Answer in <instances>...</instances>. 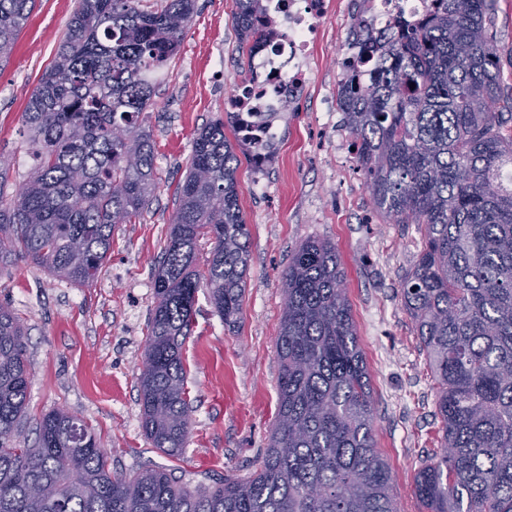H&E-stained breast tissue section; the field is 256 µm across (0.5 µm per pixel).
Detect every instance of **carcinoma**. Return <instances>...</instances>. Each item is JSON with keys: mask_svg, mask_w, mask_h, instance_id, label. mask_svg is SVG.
Segmentation results:
<instances>
[{"mask_svg": "<svg viewBox=\"0 0 512 512\" xmlns=\"http://www.w3.org/2000/svg\"><path fill=\"white\" fill-rule=\"evenodd\" d=\"M35 2L0 0V69ZM261 2L236 0L248 58L271 24ZM494 3L430 0L415 19L380 29L372 0H358L352 43L362 52L342 60L338 87L378 213L417 225L422 238L400 295L442 424L441 452L414 478L424 512H512V135L494 111L503 94ZM195 13L196 0H78L23 114L36 167L11 195L0 156V275L20 259L87 284L116 225L143 216L157 187L145 112ZM228 126L227 114L199 129L154 266L141 426L172 458L192 427L182 353L197 293L207 289L234 328L247 287L250 234ZM204 237L213 247L200 268ZM344 281L330 243L293 253L282 277L276 424L250 476L212 486L158 466L111 470L95 432L63 409L42 417L34 445L15 444L28 401L26 332L1 304L0 512H397Z\"/></svg>", "mask_w": 512, "mask_h": 512, "instance_id": "cac0c4a2", "label": "carcinoma"}]
</instances>
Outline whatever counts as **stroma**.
Listing matches in <instances>:
<instances>
[{
	"instance_id": "35a3bbf8",
	"label": "stroma",
	"mask_w": 512,
	"mask_h": 512,
	"mask_svg": "<svg viewBox=\"0 0 512 512\" xmlns=\"http://www.w3.org/2000/svg\"><path fill=\"white\" fill-rule=\"evenodd\" d=\"M76 6L77 0H37L0 69L8 192L33 166L23 112ZM235 10V0H197L144 122L155 143L157 189L140 220L115 229L110 257L94 281L74 285L22 260L0 274V304L21 320L28 338L29 404L16 440L33 445L42 416L63 408L93 428L114 470L129 473L150 463L177 469L193 485L250 475L277 416L282 274L301 244L322 240L335 246L346 274L375 405L376 449L391 468L398 512H422L413 482L439 450L437 388L400 296L421 235L416 225L391 224L377 213L342 125L337 91L355 0H329L308 59V85L282 122L269 162L238 169L251 257L243 314L238 327L226 328L206 290L197 294L183 351L193 406L183 455L168 457L142 431L138 375L154 261L167 240L193 141L203 124L223 115L225 96L242 80Z\"/></svg>"
}]
</instances>
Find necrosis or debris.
Listing matches in <instances>:
<instances>
[{"mask_svg":"<svg viewBox=\"0 0 512 512\" xmlns=\"http://www.w3.org/2000/svg\"><path fill=\"white\" fill-rule=\"evenodd\" d=\"M265 7L284 32L257 49L254 80L224 101L225 111L236 118L240 140L252 150L275 145L283 113L303 93L311 36L327 0H265Z\"/></svg>","mask_w":512,"mask_h":512,"instance_id":"obj_1","label":"necrosis or debris"}]
</instances>
